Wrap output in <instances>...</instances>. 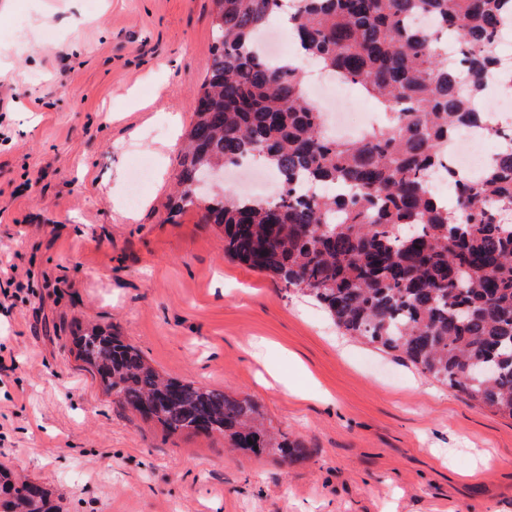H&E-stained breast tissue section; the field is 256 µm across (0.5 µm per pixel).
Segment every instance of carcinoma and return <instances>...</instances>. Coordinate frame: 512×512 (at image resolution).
<instances>
[{
    "mask_svg": "<svg viewBox=\"0 0 512 512\" xmlns=\"http://www.w3.org/2000/svg\"><path fill=\"white\" fill-rule=\"evenodd\" d=\"M212 60L186 133L172 212L195 206L202 170L262 159L278 197L202 199L224 257L314 300L349 336L393 352L466 399L512 419V124L474 102L505 69L497 46L512 0H297L296 48L373 98L385 122L337 139L306 96L301 68L258 46L283 0H212ZM434 19L440 37L412 26ZM478 127L507 148L476 177L448 159V136ZM453 181V205L432 176ZM77 356L104 391L169 433L219 435L291 459L299 445L266 427L259 405L156 371L101 326L79 328ZM493 370L472 379L470 367ZM0 512H57L40 484L0 466Z\"/></svg>",
    "mask_w": 512,
    "mask_h": 512,
    "instance_id": "obj_1",
    "label": "carcinoma"
}]
</instances>
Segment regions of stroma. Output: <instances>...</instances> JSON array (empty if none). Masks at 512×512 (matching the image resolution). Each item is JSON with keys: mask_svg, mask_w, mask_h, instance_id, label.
Returning <instances> with one entry per match:
<instances>
[{"mask_svg": "<svg viewBox=\"0 0 512 512\" xmlns=\"http://www.w3.org/2000/svg\"><path fill=\"white\" fill-rule=\"evenodd\" d=\"M14 2L0 15V260L27 289L0 307V465L61 512H512V419L226 259L201 209L170 217L212 0ZM142 160L137 199L113 196ZM80 323L113 327L163 374L256 401L308 456L142 419L78 359ZM268 370L307 400L262 385Z\"/></svg>", "mask_w": 512, "mask_h": 512, "instance_id": "35a3bbf8", "label": "stroma"}]
</instances>
